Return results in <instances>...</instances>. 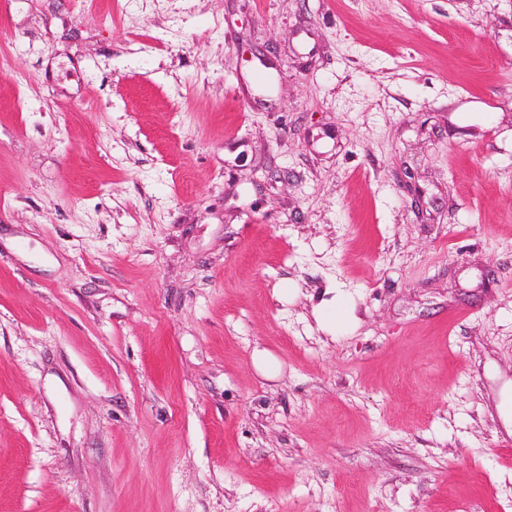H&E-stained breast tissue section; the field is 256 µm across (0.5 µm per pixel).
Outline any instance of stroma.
Returning <instances> with one entry per match:
<instances>
[{
  "label": "stroma",
  "instance_id": "1",
  "mask_svg": "<svg viewBox=\"0 0 512 512\" xmlns=\"http://www.w3.org/2000/svg\"><path fill=\"white\" fill-rule=\"evenodd\" d=\"M0 512H512V0L0 5Z\"/></svg>",
  "mask_w": 512,
  "mask_h": 512
}]
</instances>
